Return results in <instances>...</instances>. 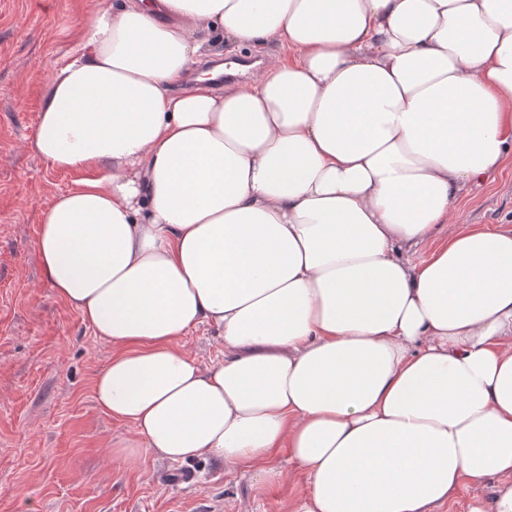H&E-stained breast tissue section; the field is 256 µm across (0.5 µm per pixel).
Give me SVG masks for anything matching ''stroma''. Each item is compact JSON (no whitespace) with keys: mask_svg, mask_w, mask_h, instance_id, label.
Masks as SVG:
<instances>
[{"mask_svg":"<svg viewBox=\"0 0 512 512\" xmlns=\"http://www.w3.org/2000/svg\"><path fill=\"white\" fill-rule=\"evenodd\" d=\"M94 3L0 0V512H295L305 480L284 451L273 491L248 465L193 458L196 483L178 486L174 463L149 456L129 469L112 458L113 442L135 435L93 400L112 347L56 297L36 249L42 213L76 176L31 146L46 89ZM459 209L466 224L512 225V162ZM178 345L205 366L224 356L207 325Z\"/></svg>","mask_w":512,"mask_h":512,"instance_id":"obj_1","label":"stroma"}]
</instances>
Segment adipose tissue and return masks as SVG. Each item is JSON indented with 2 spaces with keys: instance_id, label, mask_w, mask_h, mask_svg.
Listing matches in <instances>:
<instances>
[{
  "instance_id": "1",
  "label": "adipose tissue",
  "mask_w": 512,
  "mask_h": 512,
  "mask_svg": "<svg viewBox=\"0 0 512 512\" xmlns=\"http://www.w3.org/2000/svg\"><path fill=\"white\" fill-rule=\"evenodd\" d=\"M215 39L288 55L185 85ZM33 148L78 175L36 247L124 464L273 488L284 449L295 512H512V226L455 217L512 160V0H98ZM179 347L202 365L208 366L224 356V341L208 325H198L178 341Z\"/></svg>"
}]
</instances>
